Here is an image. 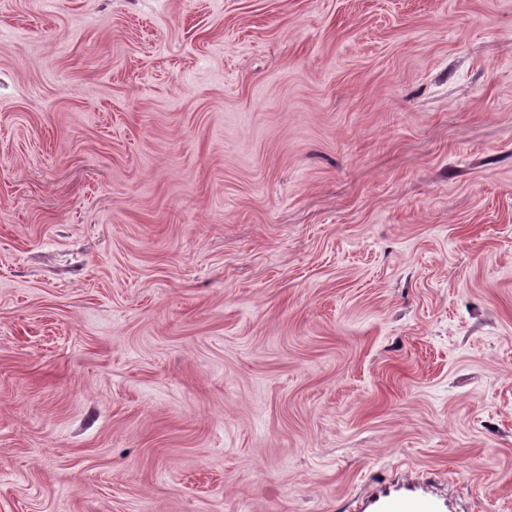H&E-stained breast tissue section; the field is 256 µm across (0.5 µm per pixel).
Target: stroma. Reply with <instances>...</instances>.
Returning <instances> with one entry per match:
<instances>
[{"label":"stroma","instance_id":"1","mask_svg":"<svg viewBox=\"0 0 512 512\" xmlns=\"http://www.w3.org/2000/svg\"><path fill=\"white\" fill-rule=\"evenodd\" d=\"M512 512V0H0V512ZM377 483L379 489L366 497L358 512H453L448 498L435 493L417 476L388 485Z\"/></svg>","mask_w":512,"mask_h":512}]
</instances>
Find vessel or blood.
<instances>
[{
	"mask_svg": "<svg viewBox=\"0 0 512 512\" xmlns=\"http://www.w3.org/2000/svg\"><path fill=\"white\" fill-rule=\"evenodd\" d=\"M447 497L416 476L380 485L363 501L359 512H449Z\"/></svg>",
	"mask_w": 512,
	"mask_h": 512,
	"instance_id": "obj_1",
	"label": "vessel or blood"
}]
</instances>
